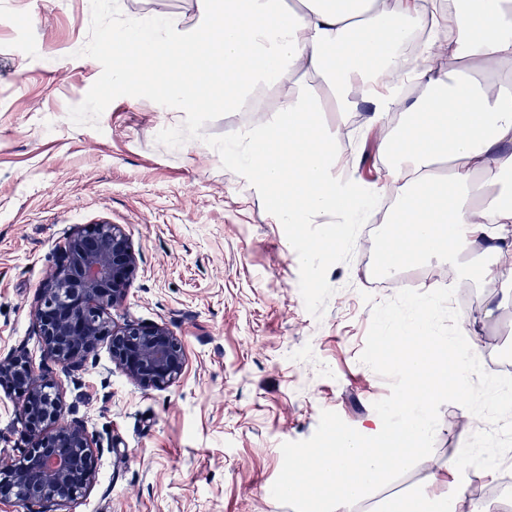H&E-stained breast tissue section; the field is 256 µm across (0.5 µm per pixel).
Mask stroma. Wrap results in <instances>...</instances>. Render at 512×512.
<instances>
[{
    "instance_id": "35a3bbf8",
    "label": "stroma",
    "mask_w": 512,
    "mask_h": 512,
    "mask_svg": "<svg viewBox=\"0 0 512 512\" xmlns=\"http://www.w3.org/2000/svg\"><path fill=\"white\" fill-rule=\"evenodd\" d=\"M156 15L202 26L195 0H0V356L24 350L44 371L34 307L54 254L75 228L120 225L139 257L120 315L166 325L186 366L175 384L145 388L104 339L63 378L105 447L95 487L66 512H293L271 495L280 445L310 438L325 410L356 429L374 416L390 385L360 355L372 302L396 291L361 297L379 278L366 224L347 225L339 243L332 222L276 223V202L222 151L270 115L225 111L219 67L185 73L201 112L113 84L104 34ZM372 116L358 97L338 165L378 197L389 157ZM511 287L466 282L482 353L512 355V303L483 315ZM485 426L442 405L431 455L408 488L395 481L380 497L416 491L426 468L447 467L448 449ZM24 444L20 400L0 388V452Z\"/></svg>"
}]
</instances>
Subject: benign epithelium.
<instances>
[{"instance_id":"7a95c632","label":"benign epithelium","mask_w":512,"mask_h":512,"mask_svg":"<svg viewBox=\"0 0 512 512\" xmlns=\"http://www.w3.org/2000/svg\"><path fill=\"white\" fill-rule=\"evenodd\" d=\"M138 268V255L118 225L74 231L39 289L34 310L45 359L67 374L77 372L107 338L112 363L139 385L164 389L175 383L186 363L182 340L163 325L117 324L109 317ZM0 386L22 400L27 439L15 457L0 459V504L15 500L28 512H63L95 486L103 447L79 420L59 424L78 407L66 401L61 382L36 373L26 356L0 358Z\"/></svg>"}]
</instances>
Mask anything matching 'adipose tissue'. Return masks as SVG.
Here are the masks:
<instances>
[{
  "label": "adipose tissue",
  "mask_w": 512,
  "mask_h": 512,
  "mask_svg": "<svg viewBox=\"0 0 512 512\" xmlns=\"http://www.w3.org/2000/svg\"><path fill=\"white\" fill-rule=\"evenodd\" d=\"M206 25L187 34L169 16L131 18L104 39L116 60L112 81L181 96L204 107L178 79L181 67L219 65L224 107L251 111L261 84L287 82L270 125L232 140L225 156L278 200L282 224H316L326 216L357 220L365 198L337 168L341 126L353 110L351 88L363 84L374 121L400 111L403 122L386 149L392 200L388 237L395 268L447 259L450 284L462 278L512 281V0H454L433 25L447 41L417 46L418 65L398 66L407 35L428 0H196ZM454 68L437 67V57ZM424 92L409 106L395 93L406 82ZM326 87L336 130L320 126L311 83ZM456 227L447 235V227ZM453 497L418 492L390 500L387 512H455Z\"/></svg>",
  "instance_id": "ef3b65f1"
}]
</instances>
